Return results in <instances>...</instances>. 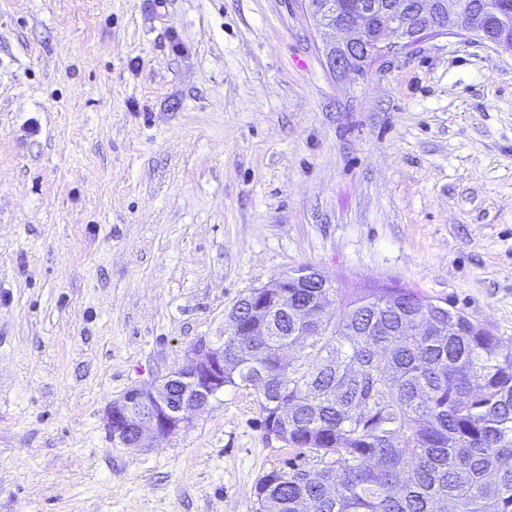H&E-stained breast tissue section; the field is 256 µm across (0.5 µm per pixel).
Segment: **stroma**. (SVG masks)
Masks as SVG:
<instances>
[{
  "instance_id": "1",
  "label": "stroma",
  "mask_w": 512,
  "mask_h": 512,
  "mask_svg": "<svg viewBox=\"0 0 512 512\" xmlns=\"http://www.w3.org/2000/svg\"><path fill=\"white\" fill-rule=\"evenodd\" d=\"M321 47L306 0H0V512H256L257 389L140 450L106 410L304 264L512 344V50Z\"/></svg>"
}]
</instances>
